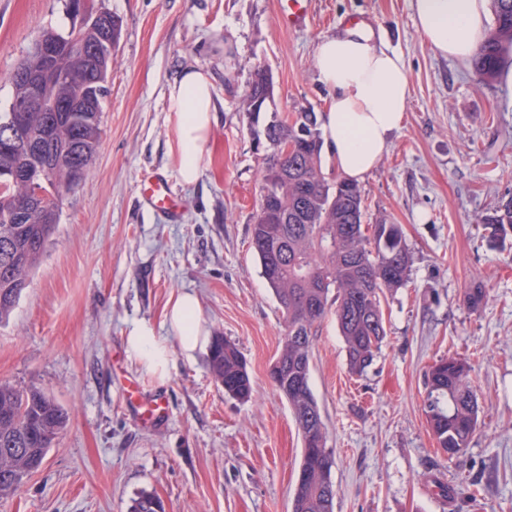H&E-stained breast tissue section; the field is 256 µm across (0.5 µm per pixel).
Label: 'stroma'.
<instances>
[{
	"instance_id": "35a3bbf8",
	"label": "stroma",
	"mask_w": 512,
	"mask_h": 512,
	"mask_svg": "<svg viewBox=\"0 0 512 512\" xmlns=\"http://www.w3.org/2000/svg\"><path fill=\"white\" fill-rule=\"evenodd\" d=\"M122 22L103 102L98 155L64 200L56 232L6 324L0 381L44 391L68 413L40 471L0 512H127L149 492L166 512H291L302 440L270 375L284 319L250 246L267 155L240 102L255 67L274 79L270 111L327 108L314 51L365 18L399 53L410 97L403 127L359 187L367 224L401 225L409 279L382 304L387 336L363 374L349 373L334 317L317 327L310 385L333 454L336 512H512V228L481 217L512 198V87L481 84L471 63L435 52L413 0H312L288 30L277 0H95ZM62 0H0V112L8 76L46 29L68 30ZM188 67L213 83L216 122L195 184L178 169L168 92ZM168 177L183 202L170 221L139 198L141 172ZM486 298L471 310L465 292ZM194 292L208 336L236 344L250 399L225 393L207 353H173L168 378L126 352L135 322L167 335L164 311ZM467 359L480 406L468 448L447 458L428 425L430 367ZM167 400L141 427L131 380Z\"/></svg>"
}]
</instances>
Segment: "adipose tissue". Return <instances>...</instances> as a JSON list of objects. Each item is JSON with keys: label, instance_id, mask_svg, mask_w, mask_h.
<instances>
[{"label": "adipose tissue", "instance_id": "1", "mask_svg": "<svg viewBox=\"0 0 512 512\" xmlns=\"http://www.w3.org/2000/svg\"><path fill=\"white\" fill-rule=\"evenodd\" d=\"M488 0H414L415 22L439 54L469 61L478 49L487 20ZM314 63L318 78L333 96L320 117L327 152L343 178L360 182L377 168L392 138L403 125L409 78L403 57L384 43L354 29L323 38ZM175 118L179 174L195 183L215 122L213 85L194 68L185 69L169 90ZM169 336L158 335L146 322L133 324L125 336L126 350L158 381L170 374L168 340L176 338L181 355L194 360L209 339L203 333L199 301L184 292L165 311Z\"/></svg>", "mask_w": 512, "mask_h": 512}]
</instances>
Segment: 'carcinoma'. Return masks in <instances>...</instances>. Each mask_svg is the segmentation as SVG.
Returning a JSON list of instances; mask_svg holds the SVG:
<instances>
[{"mask_svg":"<svg viewBox=\"0 0 512 512\" xmlns=\"http://www.w3.org/2000/svg\"><path fill=\"white\" fill-rule=\"evenodd\" d=\"M493 5V25L473 59L480 83L492 81L512 51V0H493ZM69 37L89 43L102 34L96 26H85L66 33L47 29L40 35L54 43ZM102 53L99 64L92 67L80 52H60L55 64L66 81L46 91L48 107L54 101L76 103V111L59 113L63 131L50 156L54 175L40 185L58 206L82 183L73 177V170L80 166L89 171L98 154L104 98L97 99L89 111L79 90L85 84L108 83L112 55L105 49ZM42 66L41 56L29 50L10 77L13 98L27 97L26 86L16 80L17 72H37ZM252 89L258 96L273 99V81L266 79L260 67ZM19 119L26 134L37 135L45 128L47 113H0V170L26 164L25 148L8 134ZM299 122L312 138L311 146L293 155L267 154L261 173V191L272 192L288 222L266 224L254 216L251 247L284 318L285 333L276 357L279 375L272 382L287 400L303 440L292 512H335L334 460L326 448L321 409L310 386L314 330L333 314L349 371L364 372L386 336L382 300L406 284L412 257L400 225H363L364 198L357 184L344 179L331 182L324 176L316 113H300ZM270 134L281 140L300 137L297 125L286 119L271 125ZM278 169L288 171V183L273 178ZM23 210L26 223H13L10 217ZM57 222L53 212L29 206L27 186L0 192V324L28 287ZM482 224L496 235L507 226L512 228V198L483 218ZM208 360L226 394L240 400L251 397L252 381L234 343L213 337ZM470 372L467 360L448 357L432 365L427 376V421L438 447L450 459L468 447L479 425ZM67 423L68 413L43 391L0 383V499L13 495L41 468L47 449ZM128 512H165V506L160 498L143 492L131 501Z\"/></svg>","mask_w":512,"mask_h":512,"instance_id":"1","label":"carcinoma"}]
</instances>
